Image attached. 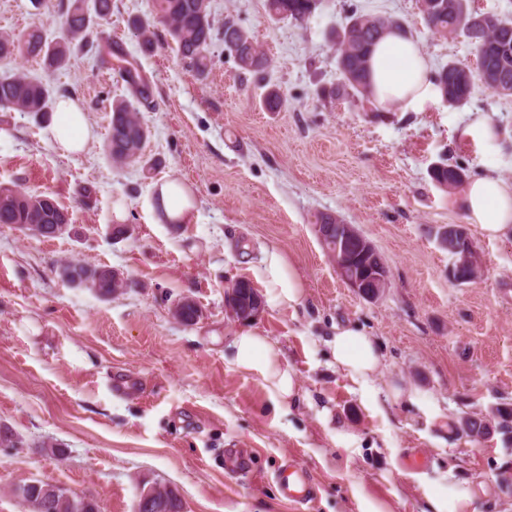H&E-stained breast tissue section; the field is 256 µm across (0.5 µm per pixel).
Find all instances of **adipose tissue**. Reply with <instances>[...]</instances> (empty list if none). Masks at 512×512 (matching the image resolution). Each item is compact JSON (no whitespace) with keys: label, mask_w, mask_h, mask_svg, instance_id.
Instances as JSON below:
<instances>
[{"label":"adipose tissue","mask_w":512,"mask_h":512,"mask_svg":"<svg viewBox=\"0 0 512 512\" xmlns=\"http://www.w3.org/2000/svg\"><path fill=\"white\" fill-rule=\"evenodd\" d=\"M371 88L380 104L398 103L407 108L435 101L440 91L430 81V65L418 45L401 31L386 34L370 61ZM61 151L80 153L91 136L86 115L73 101L60 100L45 131ZM469 222L485 235L500 237L512 231V183L487 175L466 183L456 200ZM261 279L272 300L289 307L301 302L304 283L292 261L272 250L263 260ZM231 361L240 370L258 376L275 403L294 399L297 385L291 370L283 368L268 338L257 330L239 331L231 344ZM333 357L337 369L354 382L369 384L381 367L380 351L369 334L355 325L336 328Z\"/></svg>","instance_id":"1"}]
</instances>
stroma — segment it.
<instances>
[{"mask_svg":"<svg viewBox=\"0 0 512 512\" xmlns=\"http://www.w3.org/2000/svg\"><path fill=\"white\" fill-rule=\"evenodd\" d=\"M61 0H0V33L40 26L61 38ZM401 22L433 67L474 63L460 36L433 35L418 0H321L305 23L274 21L264 0H211L216 28L233 16L267 52L264 79L242 72L216 38L213 65L198 76L177 55L163 25L143 51L130 22L150 0H112L92 41L122 44L152 85L140 109L150 130L144 160L117 167L106 157L113 102L126 95L118 70L92 51L48 71L20 56L0 74L42 78L55 97L73 98L93 131L84 152L62 154L45 124L0 112V186L48 193L67 208L73 236L26 237L0 224V512H25L12 488L41 481L99 503L102 512H135L143 487L177 489L183 512H360L363 501L388 512H426L428 490L466 480L481 487L476 512H512V443L474 442L460 417L512 403V235L487 238L454 206L455 189L432 182L446 162L469 178L512 181V95L477 85L460 109L435 100L419 110L370 99L329 96L341 80L333 33L351 10ZM280 89L278 112L263 106ZM495 140L461 137L476 117ZM178 182L193 199L183 224H164L159 188ZM92 186L90 204L78 191ZM352 225L381 256L389 286L374 301L337 275L316 219ZM129 225L127 238L109 233ZM466 225L483 264L467 283L449 276L451 258L438 227ZM294 263L305 284L293 308L264 301L252 319L226 304L240 279L260 284L264 250ZM108 266L133 286L103 299L63 282L58 263ZM190 298V326L172 316ZM362 327L382 365L370 385L337 370L332 337L339 324ZM268 337L293 371L298 396L274 405L264 382L227 356L241 329ZM139 385L112 393L113 375ZM232 448L251 461L244 480L215 458ZM425 457L422 469L405 465ZM313 480L305 505L285 500L275 480L286 461Z\"/></svg>","mask_w":512,"mask_h":512,"instance_id":"35a3bbf8","label":"stroma"}]
</instances>
